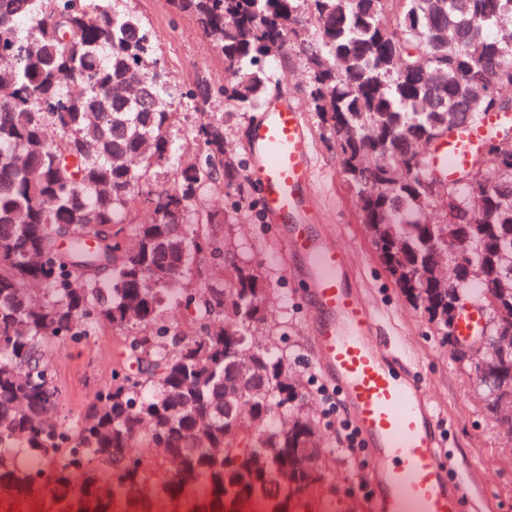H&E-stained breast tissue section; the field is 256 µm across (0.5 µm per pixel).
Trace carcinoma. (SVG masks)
Listing matches in <instances>:
<instances>
[{"label":"carcinoma","instance_id":"1","mask_svg":"<svg viewBox=\"0 0 512 512\" xmlns=\"http://www.w3.org/2000/svg\"><path fill=\"white\" fill-rule=\"evenodd\" d=\"M112 0H0V503L17 512H298L318 487L300 450L317 448L313 416L288 357L253 339L265 320L261 273L225 260L233 299L189 290L190 321L171 352L162 307L194 257L224 251L214 216L185 225L210 183L242 189V163L224 156V124L207 121L198 153L177 162L174 186H145L171 163L166 79L150 31ZM193 16L224 58L219 95L239 112L269 90L262 63L285 55L303 11L321 49L304 53L306 88L377 256L402 296L428 321L473 282L439 285L434 252L447 228L428 224L431 172L413 140L512 111V35L485 30L512 16V0H167ZM53 127L58 140L47 138ZM469 253L450 262L483 267L478 300L512 333V150L458 193ZM150 212L145 224L119 217ZM414 216L409 220L406 215ZM69 235L59 253L53 232ZM98 238L91 251L86 237ZM119 334L122 357L70 424L59 405L54 357L91 332ZM44 457L38 470L18 461Z\"/></svg>","mask_w":512,"mask_h":512}]
</instances>
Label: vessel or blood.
<instances>
[{
  "label": "vessel or blood",
  "mask_w": 512,
  "mask_h": 512,
  "mask_svg": "<svg viewBox=\"0 0 512 512\" xmlns=\"http://www.w3.org/2000/svg\"><path fill=\"white\" fill-rule=\"evenodd\" d=\"M485 126L449 136L428 159L429 169L455 179L483 143ZM255 176L268 214L305 213L313 181L310 146L298 107L273 105L251 134ZM286 255L298 258L323 315L313 342L319 369L336 381L341 402L371 450L380 487L365 512H466L467 490L450 481L438 461L436 415L422 382L398 376L397 361L376 316L344 284L346 255L297 224L284 237Z\"/></svg>",
  "instance_id": "1"
}]
</instances>
